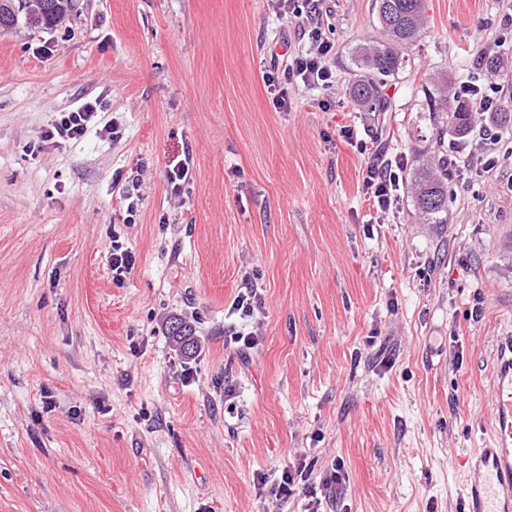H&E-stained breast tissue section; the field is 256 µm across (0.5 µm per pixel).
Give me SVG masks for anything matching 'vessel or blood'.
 Segmentation results:
<instances>
[{
    "instance_id": "b4317fda",
    "label": "vessel or blood",
    "mask_w": 512,
    "mask_h": 512,
    "mask_svg": "<svg viewBox=\"0 0 512 512\" xmlns=\"http://www.w3.org/2000/svg\"><path fill=\"white\" fill-rule=\"evenodd\" d=\"M465 495L467 512H512V336L497 348L490 440L468 461Z\"/></svg>"
}]
</instances>
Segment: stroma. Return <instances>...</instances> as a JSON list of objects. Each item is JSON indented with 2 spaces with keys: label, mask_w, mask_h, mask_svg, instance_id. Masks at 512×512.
Segmentation results:
<instances>
[{
  "label": "stroma",
  "mask_w": 512,
  "mask_h": 512,
  "mask_svg": "<svg viewBox=\"0 0 512 512\" xmlns=\"http://www.w3.org/2000/svg\"><path fill=\"white\" fill-rule=\"evenodd\" d=\"M374 4L327 0L335 81L293 89L285 112L262 59L308 44L266 0H76L56 29L0 34V512H306L336 461L346 496L319 512H463L460 461L489 440L512 336V124L460 143L441 224L407 182L376 211L341 130L415 169L437 77L492 79L512 109V30L504 0H426L373 112L349 89L382 37ZM98 98L84 137L47 140L56 113ZM136 172L128 226L114 182ZM116 233L137 259L120 283ZM247 276L262 340L242 355L224 326ZM174 316L193 359L166 337ZM299 455L308 487L259 498L256 477ZM166 334L175 350L184 358H191L197 352L193 326L185 319L176 318L166 326Z\"/></svg>",
  "instance_id": "obj_1"
}]
</instances>
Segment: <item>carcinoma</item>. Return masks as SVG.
I'll list each match as a JSON object with an SVG mask.
<instances>
[{
    "mask_svg": "<svg viewBox=\"0 0 512 512\" xmlns=\"http://www.w3.org/2000/svg\"><path fill=\"white\" fill-rule=\"evenodd\" d=\"M28 5L19 8L18 0H0V31L27 28L54 29L71 14L73 0H26ZM375 7L384 40L360 48L357 66L359 78L352 85L351 93L357 102L375 106L379 100L380 83L395 75L405 62V50L420 36L424 23L425 0H375ZM472 131L468 104L461 102L446 111L445 125L439 128L436 138L438 160H422L413 172L412 192L417 209L433 224L443 223L442 214L448 212V159L445 134L464 139ZM166 334L175 350L184 358L197 352L193 326L176 318L166 326Z\"/></svg>",
    "mask_w": 512,
    "mask_h": 512,
    "instance_id": "1",
    "label": "carcinoma"
}]
</instances>
